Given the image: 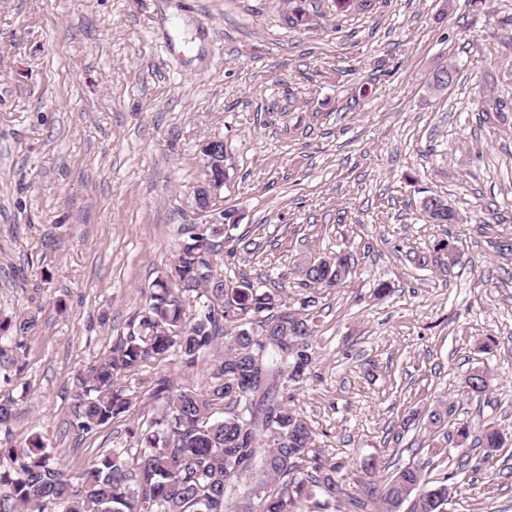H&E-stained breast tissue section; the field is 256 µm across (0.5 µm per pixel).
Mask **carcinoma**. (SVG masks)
<instances>
[{
	"label": "carcinoma",
	"instance_id": "1",
	"mask_svg": "<svg viewBox=\"0 0 512 512\" xmlns=\"http://www.w3.org/2000/svg\"><path fill=\"white\" fill-rule=\"evenodd\" d=\"M455 67L432 75L430 88L454 83ZM422 210L432 224H460L462 217L439 196H427ZM235 224H196L174 261L146 291L132 329L87 372L71 391L66 431L87 437L130 413L137 396L121 383L152 361L171 355L187 367L222 348L201 389L176 388L166 378L148 381L159 406L138 428L136 446L109 448L73 481L43 436L14 444L0 441V512H367L375 496L371 483L336 478L340 465L312 448V431L291 405L315 357L316 317L302 302L293 309L277 289L249 283L228 289L210 257ZM456 246L434 245V266L456 264ZM352 271L348 254L307 261L302 276L312 288H335ZM224 301L216 311L209 297ZM37 326L27 314L0 322V377L10 381L19 350ZM492 377L486 368L469 376L468 396H484ZM224 417H216L218 411ZM454 405L439 399L423 417L437 434L451 423ZM474 445L483 458L504 446L494 423H455L451 437L468 464ZM425 463H408L383 480L384 512H445L452 487L448 476L430 481Z\"/></svg>",
	"mask_w": 512,
	"mask_h": 512
}]
</instances>
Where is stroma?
<instances>
[{
  "label": "stroma",
  "mask_w": 512,
  "mask_h": 512,
  "mask_svg": "<svg viewBox=\"0 0 512 512\" xmlns=\"http://www.w3.org/2000/svg\"><path fill=\"white\" fill-rule=\"evenodd\" d=\"M0 0V318L38 328L0 400L19 405L0 438L47 436L71 475L99 450L132 447L153 416L143 385L130 416L74 444L69 396L126 335L143 291L203 217L200 148L223 139L224 209L235 228L215 258L229 286L316 300L317 354L295 406L317 452L377 465L412 460L453 475L446 512H512V0ZM452 64L455 82L430 88ZM503 101L504 123L483 109ZM437 195L460 224H430ZM449 270L419 266L442 239ZM345 251L339 286L305 287L308 256ZM389 282L376 299L373 286ZM491 391L465 396L472 369ZM212 359L148 365L204 385ZM460 420H493V464L456 470L412 425L438 396Z\"/></svg>",
  "instance_id": "obj_1"
}]
</instances>
